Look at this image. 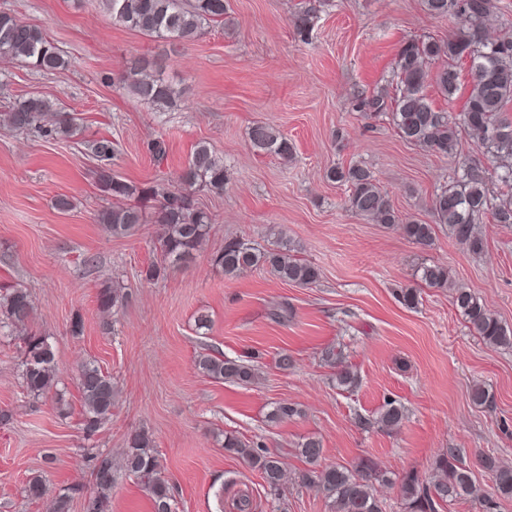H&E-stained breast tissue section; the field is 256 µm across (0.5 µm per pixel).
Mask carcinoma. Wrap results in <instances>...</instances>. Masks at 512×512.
Here are the masks:
<instances>
[{
  "instance_id": "cac0c4a2",
  "label": "carcinoma",
  "mask_w": 512,
  "mask_h": 512,
  "mask_svg": "<svg viewBox=\"0 0 512 512\" xmlns=\"http://www.w3.org/2000/svg\"><path fill=\"white\" fill-rule=\"evenodd\" d=\"M113 23L144 36L191 44L204 27L224 23L228 0H96ZM427 13L436 18H454L462 23L455 37L444 45L435 40L410 39L397 53L393 78L377 94L362 97L356 110L366 118L389 115L398 134L406 142L434 154H457L464 133L470 134L488 159L495 163L497 191L487 186L486 170L473 159L460 166V174L440 188L431 201L435 223L448 226L452 237L474 253L484 248L483 235L476 224L489 214L498 224H512V118L506 116L512 104V40L491 38L485 19L492 13V0H423ZM317 7L306 4L298 14L296 28L308 38L310 20ZM0 57L23 59L46 72L68 65L46 33L15 15L0 13ZM444 60L434 80L440 91L452 96L459 88L460 62L469 63L471 84L462 112L452 116L436 110L424 86L430 66ZM117 82L141 102L156 109L170 107L176 95L154 65L138 61ZM0 120L14 130L41 139L70 138L79 129L81 118L60 112L47 98L27 97L14 102ZM253 147L266 154L288 159L293 146L288 137L266 123L254 124L249 132ZM98 162L95 185L104 195L119 204L100 211L97 221L114 236L136 231L144 223L142 202L156 201L155 223L161 226L157 257L143 271L144 279L154 281L167 270L189 264L206 239L211 227L210 215L196 205L194 194L206 190L224 193L227 182L224 160L207 143L196 145L185 166L171 179V187L158 189L140 187L126 182L112 170V160L119 154V143L100 137L90 145ZM327 178L346 187L345 206L352 213L370 218L389 227L400 224L414 243L428 247L433 239V226L410 221L393 208L387 194L378 185L372 172L360 165L334 166ZM294 246L280 236L276 247L259 250L240 240L224 243L212 258L226 276L255 267L265 268L286 284L310 287L317 283L320 272L314 265L297 258ZM420 279L430 288L449 285L448 268L432 263L421 269ZM124 293L118 287L100 290L97 302L103 311L121 306ZM453 303L463 315L471 331L490 346L512 348V330L504 327L497 316L470 290L454 289ZM32 304L27 289L17 286L3 288L0 293V316L17 326L29 319ZM24 361L22 378L27 392L35 398L48 395L56 384L54 355L47 339L30 332L22 338ZM257 356L226 359L200 353L195 366L204 375L219 381L248 387L258 378ZM325 360L337 368L336 384L346 390L356 385L357 378L333 349L325 351ZM77 384L83 401V425L87 433L112 417L116 388L112 376L93 362L77 369ZM404 407L387 401L380 421L391 427L405 420ZM224 450L241 457L250 467L260 471L271 494L281 495L283 471L279 458L255 448L232 433L224 434ZM300 455L310 468L298 476L299 484L316 488L330 503L333 512H385L374 483H391L388 472L370 458L356 463L320 465L321 442L310 437L299 445ZM94 482L90 486L66 488L54 497V512H70L74 496L83 498V512H110L112 486L117 468L112 455L97 453L88 457ZM479 465L492 481V495L480 502L482 512H493L497 500L512 498V469L496 457L482 455ZM122 468L147 491L153 512H172L173 487L162 475L161 464L151 435L144 429L131 432L122 458ZM403 512H437L438 507L452 501L465 500L473 492L471 469L464 463L460 450L449 448L434 462L429 480L415 471L405 472L400 479ZM25 492L30 499H41L48 488L40 476L30 478Z\"/></svg>"
}]
</instances>
